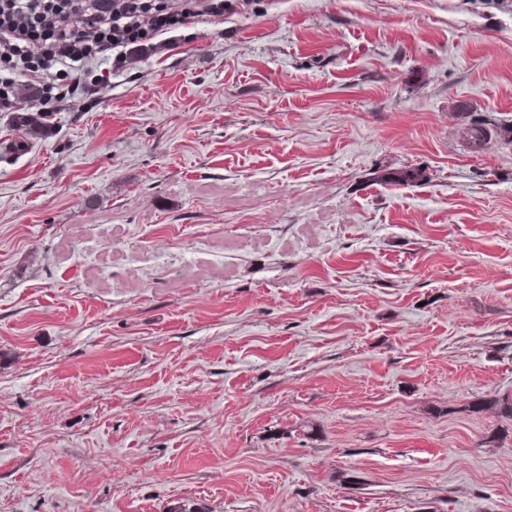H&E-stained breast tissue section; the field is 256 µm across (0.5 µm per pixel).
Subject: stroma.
I'll list each match as a JSON object with an SVG mask.
<instances>
[{
	"label": "stroma",
	"instance_id": "stroma-1",
	"mask_svg": "<svg viewBox=\"0 0 512 512\" xmlns=\"http://www.w3.org/2000/svg\"><path fill=\"white\" fill-rule=\"evenodd\" d=\"M53 123L0 111V512H512V0H227ZM40 110L41 112H14L11 117L13 126L30 137L46 136L53 130V111L46 108Z\"/></svg>",
	"mask_w": 512,
	"mask_h": 512
}]
</instances>
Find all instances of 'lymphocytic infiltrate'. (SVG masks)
Wrapping results in <instances>:
<instances>
[{
	"label": "lymphocytic infiltrate",
	"mask_w": 512,
	"mask_h": 512,
	"mask_svg": "<svg viewBox=\"0 0 512 512\" xmlns=\"http://www.w3.org/2000/svg\"><path fill=\"white\" fill-rule=\"evenodd\" d=\"M224 0H0V110L21 91L64 100L85 88L88 62L120 70L158 36L222 17Z\"/></svg>",
	"instance_id": "1"
}]
</instances>
